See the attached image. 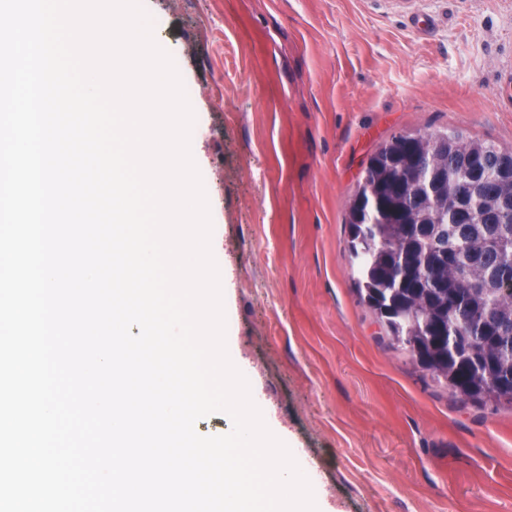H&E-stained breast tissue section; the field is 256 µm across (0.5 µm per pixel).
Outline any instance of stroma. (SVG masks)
Returning <instances> with one entry per match:
<instances>
[{
	"instance_id": "35a3bbf8",
	"label": "stroma",
	"mask_w": 512,
	"mask_h": 512,
	"mask_svg": "<svg viewBox=\"0 0 512 512\" xmlns=\"http://www.w3.org/2000/svg\"><path fill=\"white\" fill-rule=\"evenodd\" d=\"M141 4L194 91L226 343L326 512H512V407L459 400L390 345L345 223L392 135L512 148V0Z\"/></svg>"
}]
</instances>
